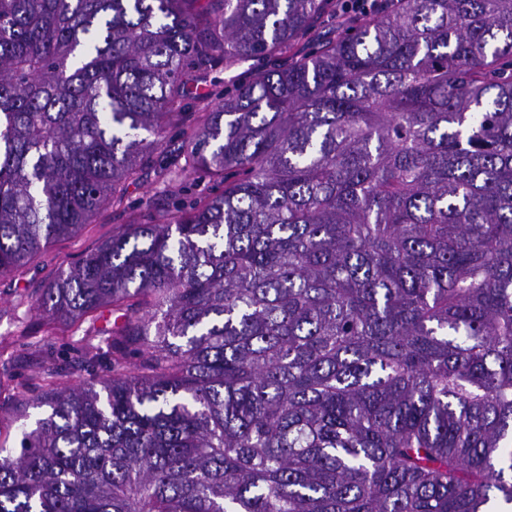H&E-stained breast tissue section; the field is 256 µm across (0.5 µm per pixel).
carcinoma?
Masks as SVG:
<instances>
[{
  "label": "carcinoma",
  "instance_id": "1",
  "mask_svg": "<svg viewBox=\"0 0 512 512\" xmlns=\"http://www.w3.org/2000/svg\"><path fill=\"white\" fill-rule=\"evenodd\" d=\"M329 14L0 0V277L128 181L220 185L40 288L52 323L112 306V376L23 401L51 413L0 445V512L512 503V0ZM286 60L285 58L277 61L254 60L229 69L221 66L217 71L213 72L211 78L217 83L216 91H220L253 77L257 70L269 68L273 64L282 63Z\"/></svg>",
  "mask_w": 512,
  "mask_h": 512
}]
</instances>
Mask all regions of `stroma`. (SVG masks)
Instances as JSON below:
<instances>
[{
  "label": "stroma",
  "mask_w": 512,
  "mask_h": 512,
  "mask_svg": "<svg viewBox=\"0 0 512 512\" xmlns=\"http://www.w3.org/2000/svg\"><path fill=\"white\" fill-rule=\"evenodd\" d=\"M153 181L127 183L122 205L103 209L79 234L58 239L14 275L0 277V442L19 448L23 411L20 400L47 389L49 383L78 384L105 374L112 360L104 320L88 316L74 324H45L33 310L30 295L56 276L61 267L77 262L111 238L128 213L157 196ZM31 418L47 416L48 408L27 411Z\"/></svg>",
  "instance_id": "35a3bbf8"
}]
</instances>
